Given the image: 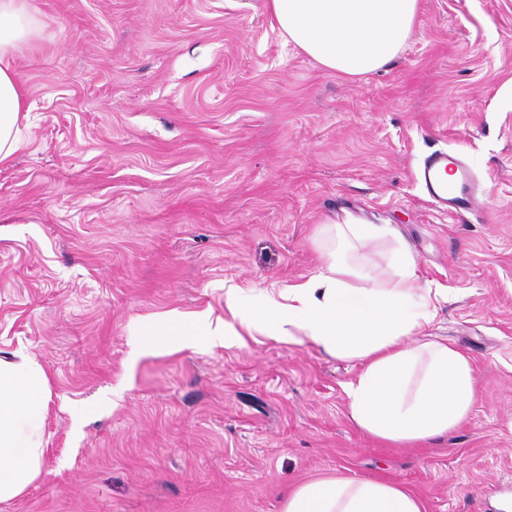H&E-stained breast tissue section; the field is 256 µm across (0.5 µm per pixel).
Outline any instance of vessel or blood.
<instances>
[{"label": "vessel or blood", "mask_w": 512, "mask_h": 512, "mask_svg": "<svg viewBox=\"0 0 512 512\" xmlns=\"http://www.w3.org/2000/svg\"><path fill=\"white\" fill-rule=\"evenodd\" d=\"M455 181H448V173ZM428 196L435 207L453 213L470 207L476 198V183L469 167L461 160L439 152L431 155L418 172Z\"/></svg>", "instance_id": "1"}]
</instances>
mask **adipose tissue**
<instances>
[{"mask_svg": "<svg viewBox=\"0 0 512 512\" xmlns=\"http://www.w3.org/2000/svg\"><path fill=\"white\" fill-rule=\"evenodd\" d=\"M282 36L321 65L361 77L381 69L406 46L419 0H267ZM34 0H0V167L27 142L22 128L31 104L15 58L29 43ZM392 277L356 285L360 273L328 258L305 281L253 294L228 289L224 305L232 323L171 314L144 323L153 344L214 342L237 331L303 336L325 353L357 361L361 371L347 387L349 415L369 436L416 445L448 434L468 418L477 390L470 358L432 339L439 288H412L414 259L393 249ZM46 370L30 357L0 358V502L9 501L41 474L47 400ZM281 512H424L401 485L342 474L302 483L288 492Z\"/></svg>", "mask_w": 512, "mask_h": 512, "instance_id": "ef3b65f1", "label": "adipose tissue"}]
</instances>
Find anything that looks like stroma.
Here are the masks:
<instances>
[{
  "label": "stroma",
  "mask_w": 512,
  "mask_h": 512,
  "mask_svg": "<svg viewBox=\"0 0 512 512\" xmlns=\"http://www.w3.org/2000/svg\"><path fill=\"white\" fill-rule=\"evenodd\" d=\"M16 58L32 109L0 168V357L50 379L41 475L0 512H280L336 473L425 512L512 503V0H420L405 50L347 78L288 44L266 0H34ZM445 152L485 188L448 215L416 175ZM387 224L433 336L472 361L450 435L376 441L349 417L360 366L307 338L149 350L168 313L230 320V288L323 265L316 225Z\"/></svg>",
  "instance_id": "1"
}]
</instances>
